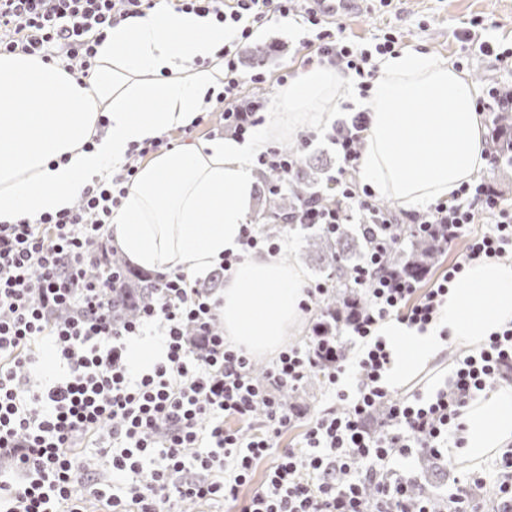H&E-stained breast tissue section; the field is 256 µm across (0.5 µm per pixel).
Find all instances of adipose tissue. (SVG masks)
<instances>
[{"label":"adipose tissue","instance_id":"ef3b65f1","mask_svg":"<svg viewBox=\"0 0 512 512\" xmlns=\"http://www.w3.org/2000/svg\"><path fill=\"white\" fill-rule=\"evenodd\" d=\"M233 34L212 17L153 10L111 28L99 47L95 81L79 85L62 64L20 52L0 55V224L73 207L83 190L109 181L132 145L189 126L224 88L217 53ZM368 99L355 98L330 67L301 71L276 92L279 121L252 139L227 137L162 151L139 170L109 226L123 255L154 271L201 273L226 252L242 260L224 278L226 338L249 354L273 356L300 325L305 276L265 251L243 252L252 223L250 160L277 136L297 133L337 98L367 111L360 161L372 191L425 210L451 197L486 166L480 91L448 63L419 52L383 58ZM26 111H16L18 101ZM512 321V262L469 263L426 332L397 320L391 381L409 377L446 345L473 349ZM453 459L479 462L512 443V384L473 402Z\"/></svg>","mask_w":512,"mask_h":512}]
</instances>
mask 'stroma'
<instances>
[{
    "mask_svg": "<svg viewBox=\"0 0 512 512\" xmlns=\"http://www.w3.org/2000/svg\"><path fill=\"white\" fill-rule=\"evenodd\" d=\"M474 20L479 23L477 33L481 38L504 47L512 46V0H389L385 5L380 0H364L360 12L343 16L340 22L351 41L364 45L372 43L384 31L395 29L401 35L398 52L415 50L436 62H462L464 74L477 86H484L494 78L502 90L512 91V74L501 71L494 58L480 55L477 49L462 48L456 39V32ZM307 37L308 28L299 18L277 17L258 29L252 42L275 47L274 58L265 68L274 77L285 70L295 73L303 70ZM325 110L324 120L304 130V135L310 138L308 145H301V137L296 136L287 138L286 143L301 145L302 158L322 163L325 174L329 175L336 167V154L326 134L335 120L342 118L344 109L337 102L327 104ZM317 234V229L298 226L282 237L283 256L304 268L305 282L309 285L319 278L308 252V241ZM476 470L491 473V459L482 460L474 469L452 462L444 473L438 466L423 465L413 470L412 475L426 494L443 496L455 492L458 481L468 480Z\"/></svg>",
    "mask_w": 512,
    "mask_h": 512,
    "instance_id": "stroma-1",
    "label": "stroma"
}]
</instances>
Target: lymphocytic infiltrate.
<instances>
[{"label":"lymphocytic infiltrate","mask_w":512,"mask_h":512,"mask_svg":"<svg viewBox=\"0 0 512 512\" xmlns=\"http://www.w3.org/2000/svg\"><path fill=\"white\" fill-rule=\"evenodd\" d=\"M162 6L213 16L233 30L219 52L224 89L214 109L241 139L263 123L265 108L241 104L242 89H265L270 79L242 75L236 45L271 15L302 18L313 33L306 64L340 69L364 95L377 77L376 57L399 43L389 30L372 45L356 44L312 0H0V54L58 60L88 81L109 29ZM367 129L359 112L331 136L341 207H301L309 224L331 232L355 214L375 225V247L354 267L365 300L333 323L316 322L305 344L282 350L262 379L249 354L226 341L216 288L184 273L161 275L133 319L112 316L111 291L124 269L111 265L101 244L138 160L170 147L169 137L133 145L111 182L85 188L72 209L0 224V512H87L93 500L105 512H183L188 503H231L240 512H433L398 471L462 446L470 403L512 379V322L457 358L443 387L406 398L384 382L392 350L375 329L394 317L426 331L466 264L512 260V210L477 180L411 215L423 235L466 241L461 258L423 289L420 278L386 262L399 235L358 177ZM483 213L493 224L470 233ZM92 266L99 278L89 277ZM142 336L165 349L164 361L147 371L128 356L129 342ZM345 337L363 345L351 371L341 362ZM315 375L332 401L301 447L284 449L250 489L274 436L302 416L281 392L300 390ZM229 418L261 424L245 433L226 427Z\"/></svg>","instance_id":"lymphocytic-infiltrate-1"}]
</instances>
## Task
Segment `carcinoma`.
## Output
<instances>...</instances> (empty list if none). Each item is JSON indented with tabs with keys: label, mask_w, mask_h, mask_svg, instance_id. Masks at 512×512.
<instances>
[{
	"label": "carcinoma",
	"mask_w": 512,
	"mask_h": 512,
	"mask_svg": "<svg viewBox=\"0 0 512 512\" xmlns=\"http://www.w3.org/2000/svg\"><path fill=\"white\" fill-rule=\"evenodd\" d=\"M272 57V50L267 46H255L247 52L250 66L256 69L267 65ZM494 125L501 138L496 141V149L508 154L512 152V115L499 112L494 116ZM280 181L278 175L270 170L260 172L261 208L256 214L255 222L271 236H280L296 226L299 219L298 207L308 200L322 207H330L336 202V195L331 189L323 188L319 173L307 162L299 161L286 178L285 186L271 194L268 188ZM320 237L327 241L330 250H324L322 241L310 243V253L317 261L323 278L328 280L331 292L321 300L323 319L343 309L344 304L353 297H360L353 277V267L365 257L368 242L363 239L360 226L340 225L336 233L321 230ZM446 243L439 239L428 240L413 236L408 225L402 226V245L391 254L388 262L391 266L408 275L419 276L429 266V260L442 253ZM157 280L138 273L129 275L120 284L122 292L132 295L126 303L114 307L115 315L122 318L132 311V304L149 299Z\"/></svg>",
	"instance_id": "1"
}]
</instances>
